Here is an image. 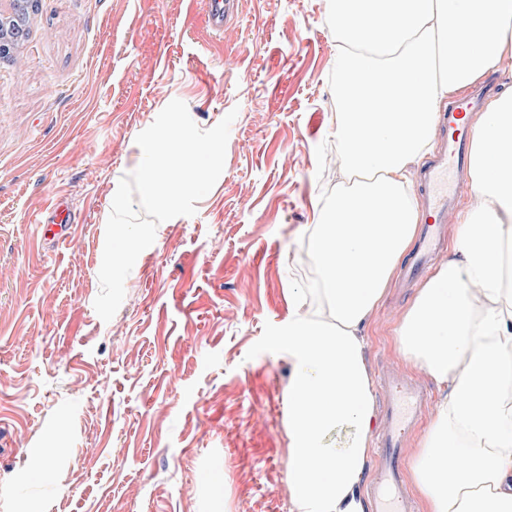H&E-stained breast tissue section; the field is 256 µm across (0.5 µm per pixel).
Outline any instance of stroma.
Listing matches in <instances>:
<instances>
[{
    "label": "stroma",
    "instance_id": "stroma-1",
    "mask_svg": "<svg viewBox=\"0 0 512 512\" xmlns=\"http://www.w3.org/2000/svg\"><path fill=\"white\" fill-rule=\"evenodd\" d=\"M335 54L327 0H240L219 38L202 0H37L0 61V512H291V366L269 338L339 175ZM174 99L203 129L237 110L224 170L158 225L106 322L102 218ZM58 195L74 224L49 248L35 219ZM414 294L391 282L373 315L374 372L411 374Z\"/></svg>",
    "mask_w": 512,
    "mask_h": 512
}]
</instances>
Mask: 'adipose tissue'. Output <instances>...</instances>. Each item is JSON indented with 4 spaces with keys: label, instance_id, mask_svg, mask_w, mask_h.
Instances as JSON below:
<instances>
[{
    "label": "adipose tissue",
    "instance_id": "1",
    "mask_svg": "<svg viewBox=\"0 0 512 512\" xmlns=\"http://www.w3.org/2000/svg\"><path fill=\"white\" fill-rule=\"evenodd\" d=\"M328 17L344 180L315 206L305 304L272 345L292 367V512H368L378 411L364 329L418 233L413 179L440 107L512 60V0H328ZM472 127L474 203L395 329L438 391L410 463L423 512H512V89Z\"/></svg>",
    "mask_w": 512,
    "mask_h": 512
}]
</instances>
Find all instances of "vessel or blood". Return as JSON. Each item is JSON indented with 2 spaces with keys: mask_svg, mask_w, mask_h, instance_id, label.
<instances>
[{
  "mask_svg": "<svg viewBox=\"0 0 512 512\" xmlns=\"http://www.w3.org/2000/svg\"><path fill=\"white\" fill-rule=\"evenodd\" d=\"M204 15L209 27L222 30L238 8L239 0H204ZM473 99L449 104L439 116L445 146L428 163L420 191L423 229L414 259L407 271L408 278L424 272L437 252L448 213L457 203L458 186L469 168L470 129L465 125V113L473 111ZM71 218L66 201L54 198L49 211L41 219L45 243L56 246L67 240ZM388 416L381 431L378 464L367 486L371 512H414L405 487V456L402 430L417 417L423 394L417 385L386 380Z\"/></svg>",
  "mask_w": 512,
  "mask_h": 512,
  "instance_id": "b4317fda",
  "label": "vessel or blood"
}]
</instances>
